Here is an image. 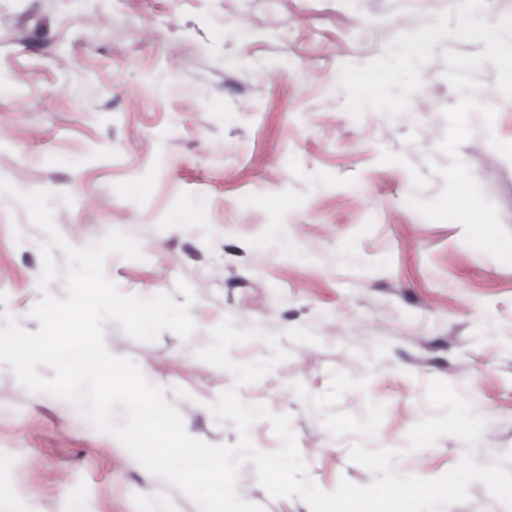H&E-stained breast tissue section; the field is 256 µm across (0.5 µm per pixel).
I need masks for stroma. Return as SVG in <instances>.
Returning <instances> with one entry per match:
<instances>
[{
    "label": "stroma",
    "mask_w": 512,
    "mask_h": 512,
    "mask_svg": "<svg viewBox=\"0 0 512 512\" xmlns=\"http://www.w3.org/2000/svg\"><path fill=\"white\" fill-rule=\"evenodd\" d=\"M459 0H0V179L50 192L71 245L117 230L142 260L108 256L120 292H194L187 339L139 342L132 358L187 432L235 444L210 407L227 390L291 418L310 478L369 484L353 447L397 450L394 471L435 479L465 452L512 451V265L469 246L456 221L407 199L435 197L446 108L459 100L439 41L422 86L391 115L346 107L340 68L383 55L398 34ZM493 124L471 111L459 147L512 231V98L476 72ZM49 236L0 194V292L21 326L44 292ZM0 512H199L75 406L32 392L0 363ZM240 496L265 512H309L269 497L245 462Z\"/></svg>",
    "instance_id": "stroma-1"
}]
</instances>
